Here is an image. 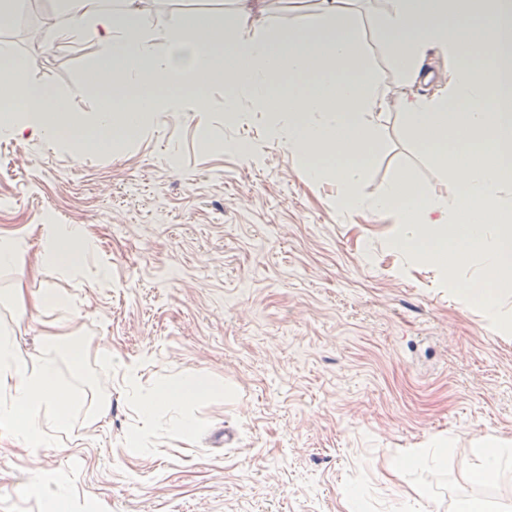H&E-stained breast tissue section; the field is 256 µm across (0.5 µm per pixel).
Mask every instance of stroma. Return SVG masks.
<instances>
[{
  "mask_svg": "<svg viewBox=\"0 0 512 512\" xmlns=\"http://www.w3.org/2000/svg\"><path fill=\"white\" fill-rule=\"evenodd\" d=\"M235 0H143L153 29L188 13L224 14ZM264 18L301 29L320 0H264ZM360 47L388 97L404 90L379 29L380 0H347ZM24 21L0 28L21 56L25 86L91 119L83 89L97 38L57 45L59 0H24ZM207 109L185 101L154 113L120 153H76L64 143L0 130V232L27 258L43 225L83 227L95 241L75 267H39L29 289L70 299L72 322L29 313L16 341L38 365L48 323L84 353L57 344L59 379L72 393L64 427L31 452L0 442V512H57L35 483L69 495L68 512H365L429 499L434 512L512 500V475L481 483L463 468L479 441L512 444V330L448 289L443 262L392 248L389 214L337 215V184L307 177L286 148L266 142L265 115L224 116V83L202 86ZM378 150L358 184L365 198L410 169L431 195L451 184L402 115H374ZM249 140L244 161L229 144ZM207 376L213 395L187 402L184 437L171 413L143 422L132 402L164 379ZM442 442L438 471L397 470L395 458Z\"/></svg>",
  "mask_w": 512,
  "mask_h": 512,
  "instance_id": "stroma-1",
  "label": "stroma"
}]
</instances>
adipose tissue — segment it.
I'll return each instance as SVG.
<instances>
[{
  "mask_svg": "<svg viewBox=\"0 0 512 512\" xmlns=\"http://www.w3.org/2000/svg\"><path fill=\"white\" fill-rule=\"evenodd\" d=\"M67 3L71 20L63 37L77 38L90 26L103 36V56L85 84L103 106L85 137L71 140L67 132L77 126V118L44 111L39 98L26 93L0 115L1 129L66 139L80 150L98 147V131L109 129L113 136L107 145L117 152L152 113L177 109L176 99L152 95L153 87L223 81L229 89L226 116L238 118L247 107L265 113L270 141L286 147L309 177H335L338 214L362 209L395 213L403 232L393 248L422 261L477 255L481 280L460 282L451 269L446 280L462 301L480 303L491 324L502 323L500 299L512 291V0H389L381 25L410 88L394 101L378 88L367 56L358 49V23L342 0H322L321 14L292 33L270 23L261 33H249L245 24L255 0H237V9L224 17H180L153 36L136 0ZM156 38L165 52L153 51ZM436 53L448 61L444 83L429 97L412 93L423 78L424 63ZM392 108L448 174L451 194L426 193L408 171L372 199L359 193L366 163L378 148L372 118ZM330 156L342 157V164H327ZM89 247L80 229L60 236L49 228L39 259L70 266ZM24 254L19 239L0 234V267L13 275L9 294L19 313L67 311L63 295L27 288L30 270ZM214 391L208 377L191 374L157 384L150 393L137 395L136 402L147 417L160 408L175 413L176 429L187 436L191 425L178 417V410ZM71 403L51 355L31 367L13 337L0 336L1 440L46 447L47 427H58ZM478 459L476 473L494 484L512 469V448L487 439Z\"/></svg>",
  "mask_w": 512,
  "mask_h": 512,
  "instance_id": "obj_1",
  "label": "adipose tissue"
}]
</instances>
